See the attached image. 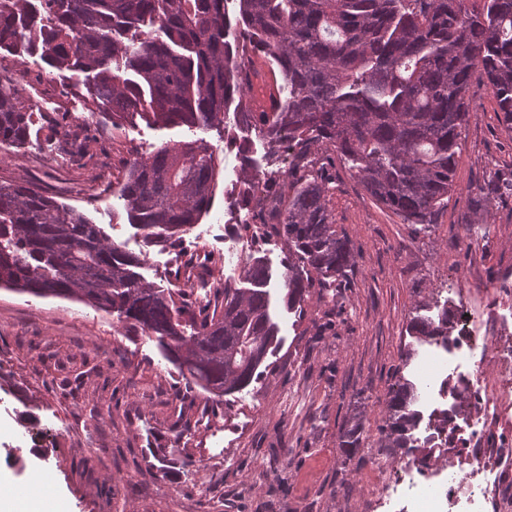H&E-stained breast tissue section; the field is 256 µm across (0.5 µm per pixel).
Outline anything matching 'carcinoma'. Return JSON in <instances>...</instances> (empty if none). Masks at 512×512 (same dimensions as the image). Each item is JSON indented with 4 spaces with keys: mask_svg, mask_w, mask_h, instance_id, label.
I'll return each mask as SVG.
<instances>
[{
    "mask_svg": "<svg viewBox=\"0 0 512 512\" xmlns=\"http://www.w3.org/2000/svg\"><path fill=\"white\" fill-rule=\"evenodd\" d=\"M0 0V50L38 54L50 66L85 74L98 108L162 125L224 122L245 79L227 41L265 49L282 83L242 124L271 149L293 151L279 203L258 214L287 247L282 302L300 307L314 283L336 281L355 264L346 234L327 207L330 178L312 158L326 144L366 190L405 224H430L454 191L462 125L476 78L494 90L512 127V0ZM34 110L0 82V149L30 137ZM219 171L202 142L165 146L128 162L119 189L146 243L198 223ZM481 201L512 197V172L492 169ZM143 257L110 242L75 207L28 185L0 183V288L76 299L117 314L151 336L186 380L215 406L262 374L278 344L267 268L245 270L247 288L224 285L192 302L157 288L137 268ZM419 342L448 336V307L416 316ZM422 388L400 376L391 386L379 443L415 447ZM368 439L354 414L339 435L350 452Z\"/></svg>",
    "mask_w": 512,
    "mask_h": 512,
    "instance_id": "cac0c4a2",
    "label": "carcinoma"
}]
</instances>
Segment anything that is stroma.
I'll use <instances>...</instances> for the list:
<instances>
[{"label": "stroma", "instance_id": "obj_1", "mask_svg": "<svg viewBox=\"0 0 512 512\" xmlns=\"http://www.w3.org/2000/svg\"><path fill=\"white\" fill-rule=\"evenodd\" d=\"M32 76L18 92L37 123L62 129L55 140L32 133L0 152V183H24L82 211L126 252L144 255V280L187 289L202 301L219 283L238 286L261 260L271 279L280 346L269 370L216 407L186 383L155 341L115 315L85 303L0 288V470L19 484L54 482L64 512H398L374 508L371 477L402 455L338 446L339 429L362 411L370 435L387 417L397 371L416 374L429 348L407 333L416 314L436 313L476 280L512 273V199L478 205L471 191L489 169L512 168V128L499 118L486 82L470 88L473 110L460 131L455 190L428 227L405 224L343 165L330 166L328 208L351 241L355 265L332 284L312 288L301 311L279 302L286 248L276 235L239 252L237 188L247 173L271 172L280 190L289 167L229 113L214 127L159 126L141 117L95 111L83 78L39 57L0 53V80L15 65ZM80 134V158L69 134ZM248 139V159L229 138ZM203 141L220 166L212 207L177 241L146 243L118 189L129 159L161 146ZM212 255V274H185L189 256ZM28 425L26 457L16 432Z\"/></svg>", "mask_w": 512, "mask_h": 512}]
</instances>
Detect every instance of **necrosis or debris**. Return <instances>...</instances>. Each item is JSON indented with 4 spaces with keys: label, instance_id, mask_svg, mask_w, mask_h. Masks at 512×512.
I'll list each match as a JSON object with an SVG mask.
<instances>
[{
    "label": "necrosis or debris",
    "instance_id": "obj_1",
    "mask_svg": "<svg viewBox=\"0 0 512 512\" xmlns=\"http://www.w3.org/2000/svg\"><path fill=\"white\" fill-rule=\"evenodd\" d=\"M495 289V284H484L479 300L459 303L454 334L436 338L419 369L426 397L415 440L437 450L464 448V466L449 463L444 483L431 480L416 458L402 463L400 480L384 470L376 473L379 497L398 492L405 512H461L465 502L476 504V512H512V486L507 483L512 445L489 446L493 418L512 406V336L507 333L512 306L488 309L482 302ZM492 359L497 362L493 376L485 369ZM460 385L475 400L466 415L458 410Z\"/></svg>",
    "mask_w": 512,
    "mask_h": 512
}]
</instances>
